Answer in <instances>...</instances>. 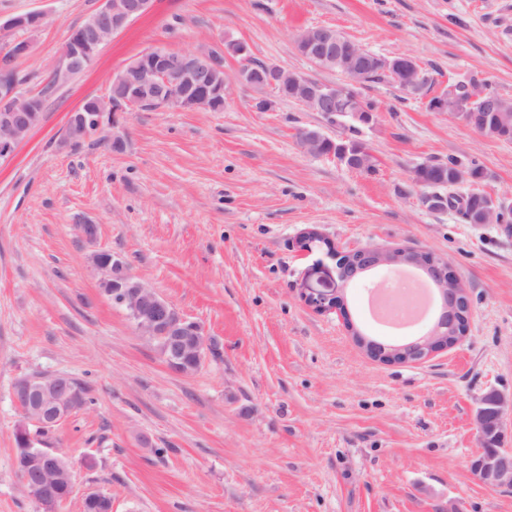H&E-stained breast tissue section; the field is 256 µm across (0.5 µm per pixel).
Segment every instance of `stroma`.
Masks as SVG:
<instances>
[{
	"label": "stroma",
	"instance_id": "stroma-1",
	"mask_svg": "<svg viewBox=\"0 0 512 512\" xmlns=\"http://www.w3.org/2000/svg\"><path fill=\"white\" fill-rule=\"evenodd\" d=\"M99 0H0V18L40 12L15 66L21 89L46 91L72 30ZM338 29L373 53L407 54L438 95L472 75L512 97V0H155L93 64L46 91L44 116L0 159V512H37L14 466L16 380L65 374L92 405L48 440L74 473L70 502L112 497V512H512V490L481 483L473 412L492 389L512 393V232L431 210L413 180L454 156L482 179L459 185L512 195V141L481 136L386 83L366 84L368 121L291 101L256 111L234 84L223 111L137 109L114 130L66 141L70 114L106 96L132 57L241 41L259 61L346 85L298 53L294 36ZM356 140L374 168L314 156L299 133ZM98 227L96 245L78 226ZM322 243L305 249L307 229ZM369 243L447 258L471 299L469 331L426 361L385 365L346 321L391 343L374 322L376 270L341 285L332 250ZM135 276L219 346L196 374L173 372L126 311L98 288L92 249ZM343 288L347 315L306 301Z\"/></svg>",
	"mask_w": 512,
	"mask_h": 512
}]
</instances>
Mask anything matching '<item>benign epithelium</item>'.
I'll use <instances>...</instances> for the list:
<instances>
[{
    "label": "benign epithelium",
    "instance_id": "obj_1",
    "mask_svg": "<svg viewBox=\"0 0 512 512\" xmlns=\"http://www.w3.org/2000/svg\"><path fill=\"white\" fill-rule=\"evenodd\" d=\"M153 0H100V6L91 20L81 29L78 42L66 47L62 56L69 63L57 64L51 72L53 82L66 84L73 77L88 69L96 55L88 47L105 44L113 34L122 31L136 19L148 13ZM45 15L30 12L0 20V35L25 26L40 29ZM296 49L321 69L338 67L350 77L345 88L323 84L305 78L275 62L257 66L250 62L247 46L241 42L212 46L195 52H172L158 47L150 49L128 61L113 81L130 84L134 92L121 99L116 111L128 112L146 100L161 102L169 109L189 111L202 105L201 93L214 87L221 70L219 56L239 58L241 67L235 80L257 92L271 91L300 102L314 112L336 111L348 90L364 85L368 73L382 70L393 75L401 90L409 96H419L425 76L418 63L410 56L365 55L350 47L340 48L336 29L327 26L309 27L298 31L294 38ZM481 106L494 117V133L501 138L512 137V112L500 100L480 94ZM42 113L27 101V95L17 86L0 85V156L8 157L17 146L40 125ZM117 125V120L107 121L99 113L91 118L79 114L72 127L82 136L97 134ZM104 252L91 254L92 266L101 273L99 286L108 290L112 301L127 309L142 336L171 337V356L168 367L181 375L198 372L208 358L195 339L200 327L197 322L183 316L157 291L133 275L125 261L118 255L103 259ZM339 281L346 284L356 275L370 270L398 266L417 267L430 279L438 297V317L427 334L410 344L414 361L421 362L439 353L438 347L448 343V337L462 342L466 336L470 310L465 285L452 275L448 260L437 253L410 248L386 247L375 244L353 251L334 252ZM22 400L18 401L21 414L32 425L59 424L72 411L80 392L72 379L64 374L54 375L53 390H48L42 375L23 376L15 382ZM512 418V396L491 390L480 399L473 417L474 426L482 443L490 450H480L473 461L477 478L484 484L512 488V449L503 447L502 438L507 419ZM33 449L37 479L24 473L20 475L27 497L38 509L47 508L46 498L54 487L49 475L61 473L73 482V469L61 455L51 448Z\"/></svg>",
    "mask_w": 512,
    "mask_h": 512
}]
</instances>
